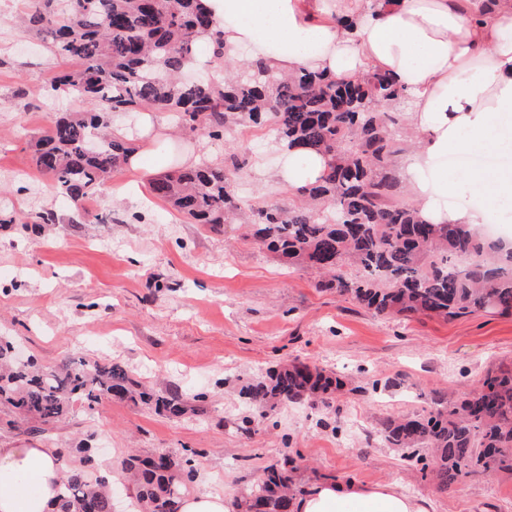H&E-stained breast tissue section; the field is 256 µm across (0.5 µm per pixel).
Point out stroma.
I'll use <instances>...</instances> for the list:
<instances>
[{"label": "stroma", "mask_w": 512, "mask_h": 512, "mask_svg": "<svg viewBox=\"0 0 512 512\" xmlns=\"http://www.w3.org/2000/svg\"><path fill=\"white\" fill-rule=\"evenodd\" d=\"M32 0H0V336L46 368L68 359H111L154 388L175 387L197 413L170 419L129 401L76 404L43 432L5 428L0 444L98 448L97 470L123 471L129 455L195 450L192 493L238 492L293 454L304 486L351 477L398 482L431 498L432 512H512V472L463 476L448 489L425 478L381 437L383 423L459 402L487 373L512 367V315L456 320L373 315L318 274L283 265L247 237L239 220L191 224L152 198L148 179L115 171L74 203L35 165L41 131L84 100L49 99L62 59L47 33L24 29ZM261 125L223 138L188 135L176 155L221 163L255 208L288 203L272 171L279 145ZM55 223L42 221L44 213ZM282 359L335 372L357 389L329 404L277 405L253 417L239 391Z\"/></svg>", "instance_id": "obj_1"}]
</instances>
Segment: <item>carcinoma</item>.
Masks as SVG:
<instances>
[{
    "label": "carcinoma",
    "mask_w": 512,
    "mask_h": 512,
    "mask_svg": "<svg viewBox=\"0 0 512 512\" xmlns=\"http://www.w3.org/2000/svg\"><path fill=\"white\" fill-rule=\"evenodd\" d=\"M23 23L50 33L54 52L72 62L50 90L91 104L58 118L36 143L37 168L72 202L94 194L133 151L109 130L111 112H171L183 129L213 139L264 118L275 139L329 158L323 178L300 190L295 204L257 211L253 237L269 251L326 276L320 287L379 316L512 315V249L466 224H428L400 199L393 157L410 131L389 108L407 92L390 75L284 76L253 63L221 82H185L200 41L210 43L214 61L226 57L200 0H34ZM149 192L214 229L239 210L224 165L206 159L152 179ZM342 387L317 367L291 361L248 383L242 395L262 417L276 404L327 403ZM104 398L140 402L173 418L192 411L178 389L156 393L117 362L68 361L47 370L32 358L17 361L12 339L0 336V403L19 419L49 424L76 402L91 409ZM382 435L441 488L464 473L512 471V370L487 374L459 404L440 401L425 415L389 419ZM76 452L82 459L65 471L59 512H113L112 490L94 476L92 448ZM125 469L136 512H179L196 482L185 455L131 457ZM302 493L286 456L241 493L238 505L241 512H293Z\"/></svg>",
    "instance_id": "1"
}]
</instances>
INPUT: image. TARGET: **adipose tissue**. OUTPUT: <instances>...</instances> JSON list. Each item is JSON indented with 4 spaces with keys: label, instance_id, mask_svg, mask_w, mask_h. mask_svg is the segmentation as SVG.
Here are the masks:
<instances>
[{
    "label": "adipose tissue",
    "instance_id": "adipose-tissue-1",
    "mask_svg": "<svg viewBox=\"0 0 512 512\" xmlns=\"http://www.w3.org/2000/svg\"><path fill=\"white\" fill-rule=\"evenodd\" d=\"M224 46L282 73L353 77L382 71L408 94L419 149L399 162L421 218L495 224L512 208V0H204ZM279 178L315 183L325 156L281 146ZM489 153L496 166L448 173L452 154ZM62 474L55 448L0 447V512H51ZM294 512H430L392 481H323Z\"/></svg>",
    "mask_w": 512,
    "mask_h": 512
}]
</instances>
